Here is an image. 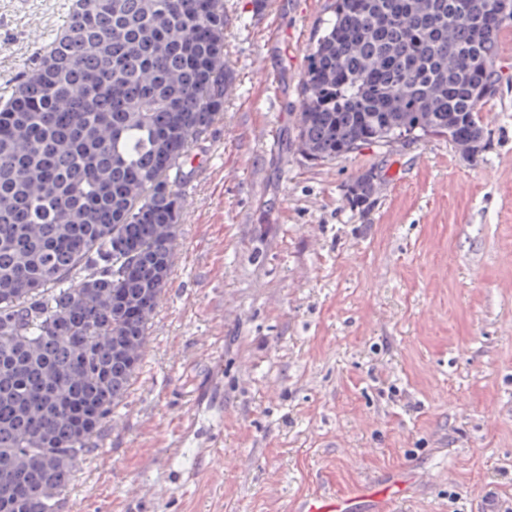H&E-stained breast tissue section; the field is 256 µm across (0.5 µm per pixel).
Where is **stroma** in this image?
I'll return each mask as SVG.
<instances>
[{
	"mask_svg": "<svg viewBox=\"0 0 512 512\" xmlns=\"http://www.w3.org/2000/svg\"><path fill=\"white\" fill-rule=\"evenodd\" d=\"M287 2L224 0L232 90L190 150L170 285L60 512H291L363 483L396 512L512 500V28L482 152L431 137L315 164L293 139L331 0ZM68 6L0 0V90ZM368 170L372 204L350 205Z\"/></svg>",
	"mask_w": 512,
	"mask_h": 512,
	"instance_id": "obj_1",
	"label": "stroma"
}]
</instances>
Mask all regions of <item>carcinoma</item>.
Segmentation results:
<instances>
[{"mask_svg":"<svg viewBox=\"0 0 512 512\" xmlns=\"http://www.w3.org/2000/svg\"><path fill=\"white\" fill-rule=\"evenodd\" d=\"M512 0H333L299 86L314 162L484 146ZM0 108V512L59 495L137 372L172 274L190 146L224 111V0H82ZM373 171L347 185L368 204Z\"/></svg>","mask_w":512,"mask_h":512,"instance_id":"obj_1","label":"carcinoma"}]
</instances>
